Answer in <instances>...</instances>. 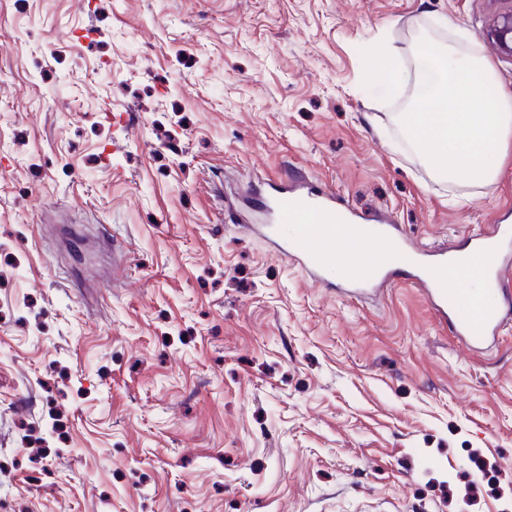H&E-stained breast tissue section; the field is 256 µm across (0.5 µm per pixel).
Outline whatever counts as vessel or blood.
<instances>
[{"mask_svg": "<svg viewBox=\"0 0 512 512\" xmlns=\"http://www.w3.org/2000/svg\"><path fill=\"white\" fill-rule=\"evenodd\" d=\"M253 210L268 222L287 225L280 254L307 269L318 282L330 280L337 258L367 248L379 255L363 274L341 273L358 297H373L394 282L423 292L452 335L468 347L488 350L512 325V226L493 224L453 248L423 249L398 234L393 213H381L375 227L356 233L358 215L327 185L302 171L265 184L252 199ZM485 255L486 286L480 296L463 288L459 260Z\"/></svg>", "mask_w": 512, "mask_h": 512, "instance_id": "vessel-or-blood-1", "label": "vessel or blood"}]
</instances>
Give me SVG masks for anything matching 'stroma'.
<instances>
[{
	"instance_id": "1",
	"label": "stroma",
	"mask_w": 512,
	"mask_h": 512,
	"mask_svg": "<svg viewBox=\"0 0 512 512\" xmlns=\"http://www.w3.org/2000/svg\"><path fill=\"white\" fill-rule=\"evenodd\" d=\"M503 0H0V512H512V326L355 300L224 208L313 175L416 243L512 225V148L449 183L360 50Z\"/></svg>"
}]
</instances>
